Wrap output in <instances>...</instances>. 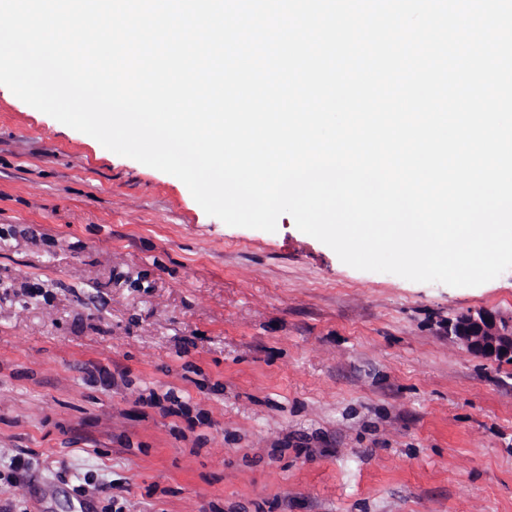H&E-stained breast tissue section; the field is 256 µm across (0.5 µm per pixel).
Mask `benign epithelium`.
<instances>
[{
	"label": "benign epithelium",
	"mask_w": 512,
	"mask_h": 512,
	"mask_svg": "<svg viewBox=\"0 0 512 512\" xmlns=\"http://www.w3.org/2000/svg\"><path fill=\"white\" fill-rule=\"evenodd\" d=\"M448 339L476 355L498 363L512 364V318L479 309L461 313L442 325Z\"/></svg>",
	"instance_id": "obj_1"
}]
</instances>
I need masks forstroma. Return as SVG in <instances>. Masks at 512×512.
I'll return each instance as SVG.
<instances>
[{
	"mask_svg": "<svg viewBox=\"0 0 512 512\" xmlns=\"http://www.w3.org/2000/svg\"><path fill=\"white\" fill-rule=\"evenodd\" d=\"M477 309L512 269L227 225L0 85V512H512V365L441 329Z\"/></svg>",
	"mask_w": 512,
	"mask_h": 512,
	"instance_id": "stroma-1",
	"label": "stroma"
}]
</instances>
